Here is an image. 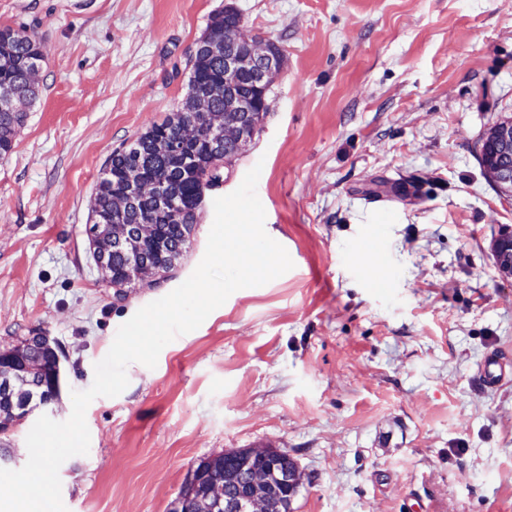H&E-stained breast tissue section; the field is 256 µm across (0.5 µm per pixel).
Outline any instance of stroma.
I'll return each mask as SVG.
<instances>
[{"label": "stroma", "instance_id": "stroma-1", "mask_svg": "<svg viewBox=\"0 0 512 512\" xmlns=\"http://www.w3.org/2000/svg\"><path fill=\"white\" fill-rule=\"evenodd\" d=\"M224 2L0 0V26L47 49L0 158V348L39 327L57 340L50 418L67 419L118 328L192 274L214 199L254 166L265 229L294 263L91 402L89 452L59 470L65 507L168 512L200 461L272 447L304 474L295 512H512V281L490 252L512 200L476 157L512 114V0H232L285 55L262 131L207 192L170 276L118 295L84 233L98 177L175 113ZM375 225L384 290L357 261Z\"/></svg>", "mask_w": 512, "mask_h": 512}]
</instances>
